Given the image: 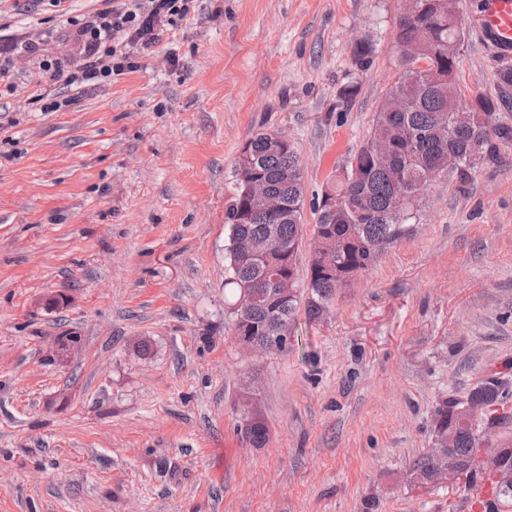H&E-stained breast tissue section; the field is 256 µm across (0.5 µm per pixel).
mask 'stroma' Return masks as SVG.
Listing matches in <instances>:
<instances>
[{
    "label": "stroma",
    "mask_w": 512,
    "mask_h": 512,
    "mask_svg": "<svg viewBox=\"0 0 512 512\" xmlns=\"http://www.w3.org/2000/svg\"><path fill=\"white\" fill-rule=\"evenodd\" d=\"M479 2L456 0L468 102L495 95L505 62L479 38ZM188 7L137 72L54 83L66 105L44 112L39 63L72 62L68 30L52 0H0V37L36 47L0 93V512H474L492 476L407 474L444 401L512 388V146L431 185L413 235L318 319L297 309L287 350H246L224 290L235 160L282 133L313 202L394 80L402 0ZM359 40L375 47L364 68ZM247 372L262 448L238 430Z\"/></svg>",
    "instance_id": "stroma-1"
}]
</instances>
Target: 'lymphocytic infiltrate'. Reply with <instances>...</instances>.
<instances>
[{"instance_id": "1", "label": "lymphocytic infiltrate", "mask_w": 512, "mask_h": 512, "mask_svg": "<svg viewBox=\"0 0 512 512\" xmlns=\"http://www.w3.org/2000/svg\"><path fill=\"white\" fill-rule=\"evenodd\" d=\"M188 11L186 0H122L82 19L62 9L78 58L63 75L65 85L82 91L137 71L140 57L153 54Z\"/></svg>"}]
</instances>
